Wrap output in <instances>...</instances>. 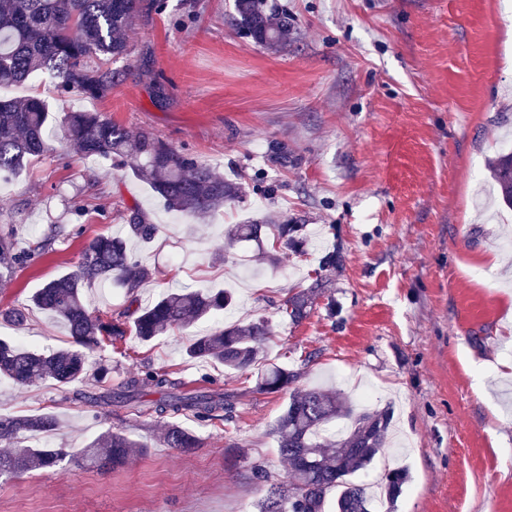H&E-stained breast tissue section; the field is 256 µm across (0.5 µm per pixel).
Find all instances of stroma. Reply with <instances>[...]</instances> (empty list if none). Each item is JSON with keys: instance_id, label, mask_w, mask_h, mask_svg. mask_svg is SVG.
<instances>
[{"instance_id": "35a3bbf8", "label": "stroma", "mask_w": 512, "mask_h": 512, "mask_svg": "<svg viewBox=\"0 0 512 512\" xmlns=\"http://www.w3.org/2000/svg\"><path fill=\"white\" fill-rule=\"evenodd\" d=\"M278 2L293 37L276 53L235 34L233 0H168L165 13L135 20L105 98L59 96L43 75L0 87V99H45L51 137L67 112H98L246 189L242 203L196 224L129 167L69 148L0 181V227L18 225L20 241L53 224L78 229L0 284V311L26 312L19 325L0 319V337L67 345L65 326L29 308L30 296L72 270L91 239L126 232L135 206L160 227L152 242H130L152 275L131 296L96 284L90 311L143 307L176 285L236 299L225 314L149 343L128 335L92 358L113 387L150 369L189 390L235 394L233 421L183 418L200 439L190 451L164 446L158 422L126 408L96 416L52 381L21 392L1 379L0 415H58L48 447L74 452L112 429L147 450L115 470L0 477V512H248L261 496L253 466L275 483L289 471L271 433L288 396L256 392L253 374L188 360L185 349L199 333L262 316L274 330L268 361L298 372L299 388L356 405L370 387V408H392L398 463L411 475L397 512H512V209L497 203L488 170L512 137V0ZM272 142L287 145V166L272 161ZM268 216L305 225L306 254L272 264L253 246L225 250V227ZM331 249L340 262L324 275ZM320 275L323 296L291 323L281 305Z\"/></svg>"}]
</instances>
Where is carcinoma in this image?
<instances>
[{"instance_id":"carcinoma-1","label":"carcinoma","mask_w":512,"mask_h":512,"mask_svg":"<svg viewBox=\"0 0 512 512\" xmlns=\"http://www.w3.org/2000/svg\"><path fill=\"white\" fill-rule=\"evenodd\" d=\"M166 0H0V87L46 73L55 81L60 95L72 93L90 98L105 97L118 72L109 64L126 58L130 45L126 32L145 10H166ZM231 26L234 31L264 49L288 47L291 29L288 17L268 7V0H233ZM49 110L38 97L0 100V179L19 175L33 160L52 150L46 137ZM66 140L75 152L104 162L131 164L135 178L147 183L174 212L208 223L227 204L239 202L245 187L214 172L190 155L176 149L150 131L131 134L127 129L96 112L75 111L65 118ZM490 176L502 200L512 208V152L502 153L490 165ZM131 236L150 241L159 227L141 209L130 211ZM303 224H266L247 220L225 231L224 246L234 249L253 242L271 262L288 251L302 255L306 236ZM63 233L53 225L26 248L17 247L18 228L8 224L0 230V281L14 269L31 265L45 255ZM151 276L150 269L119 237L100 235L84 249L75 269L44 283L31 296L38 309L65 324L69 346L34 351L10 340L0 339V376L24 389L43 380L63 390L81 382L89 371V354L114 339L131 335L151 342L175 329L232 306L226 290L178 291L161 294L151 305L137 310L128 320L92 314L83 301L84 290L97 281H110L128 293ZM323 279L291 295L282 308L289 320L306 319L314 301L324 292ZM273 336L266 319L246 325H227L209 335L198 336L187 346V358L219 362L230 371L246 372L257 367L256 388L264 393L289 392V401L273 426L280 455L290 466V481L268 486L254 504L256 512H374L365 484L357 481L375 457L387 447L392 422L390 408L355 411L353 405L334 392L294 387L297 372L266 362L265 346ZM162 391L161 398L144 408L140 397L143 383ZM179 383L154 371L143 378L132 377L120 389L72 391L71 400L98 410L112 402L123 403L139 414L166 420L163 443L169 448L197 447V436L181 426L189 414L212 420L224 413L229 418L234 396L219 391L183 393ZM344 418L350 425L326 445L320 431L330 422ZM59 425L52 412L33 415H0V442L20 437L50 434ZM145 445L128 436L106 431L70 455L63 448L35 446L0 454V476L15 477L38 471H60L64 461L94 468L122 467L143 452ZM410 477L407 470L388 471L383 479L388 508H393ZM336 498L331 500V493Z\"/></svg>"}]
</instances>
